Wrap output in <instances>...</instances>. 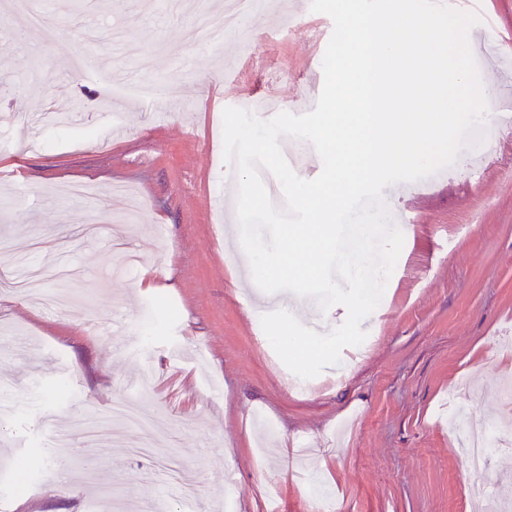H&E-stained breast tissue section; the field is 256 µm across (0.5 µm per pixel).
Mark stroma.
<instances>
[{
    "label": "stroma",
    "mask_w": 512,
    "mask_h": 512,
    "mask_svg": "<svg viewBox=\"0 0 512 512\" xmlns=\"http://www.w3.org/2000/svg\"><path fill=\"white\" fill-rule=\"evenodd\" d=\"M0 0V273L45 270L60 307L0 292V512H183L160 478L175 461L195 478V512H308L325 480L337 512H471L482 487L505 489L512 444L472 475L459 442L512 379V128L498 151H462L431 187L384 190L404 245L364 343L309 379L305 394L258 338L268 306L250 281L224 189L223 120L241 99H293L322 85L331 17L310 0H267L236 37L201 47L199 12L219 0H66L42 26ZM475 42L510 66L480 67L512 89V0H481ZM55 28L45 41L43 27ZM118 30L127 63L98 44L95 76L77 77L86 33ZM158 83L178 97L167 124L149 104L114 107L107 87ZM90 183V196L53 186ZM327 333L343 306L272 294ZM95 418L116 440L61 426Z\"/></svg>",
    "instance_id": "1"
}]
</instances>
